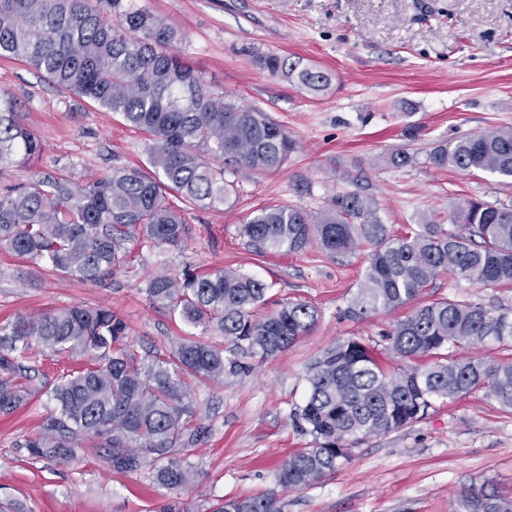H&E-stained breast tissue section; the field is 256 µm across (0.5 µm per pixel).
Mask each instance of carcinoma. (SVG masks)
Returning <instances> with one entry per match:
<instances>
[{
    "instance_id": "1",
    "label": "carcinoma",
    "mask_w": 512,
    "mask_h": 512,
    "mask_svg": "<svg viewBox=\"0 0 512 512\" xmlns=\"http://www.w3.org/2000/svg\"><path fill=\"white\" fill-rule=\"evenodd\" d=\"M184 33L135 0H0V57L25 61L60 89L122 115L150 137L153 171L112 168L77 186L45 174L0 190V248L57 275L98 283L128 264L126 244L140 236L178 247L187 225L168 196L215 208L236 192L226 174L280 169L296 142L259 110L217 93L181 56ZM256 63L313 95L331 75L277 54ZM44 145L0 93V169L40 159ZM441 168L481 171L512 180V128L461 136L437 146ZM455 229L432 221L390 233L373 199L339 194L317 212L266 205L240 234L258 252L298 253L311 243L332 256L371 246L363 282L349 313L364 317L415 302L447 272L478 286L512 284V209L468 200L449 214ZM266 284L234 270L184 269L148 280L150 304L192 328L213 332L233 353L266 359L310 332L318 311L290 299L268 314ZM388 349L407 362L389 372L361 341L336 343L309 364L307 393L291 418L311 444L284 461L286 490L309 486L352 459L342 445L419 422L441 404L474 390L512 410V361L463 358L473 346L512 343V317L451 299L419 305L384 333ZM87 363L48 389L55 402L42 432L24 444L27 456L80 461L136 474L149 471L167 492L186 489L194 465L178 448L196 441L197 409L187 378L221 384L236 361L193 335L164 352L140 357L112 309L73 305L19 315L0 328V415L31 396L27 363L56 354ZM458 512H512V497L493 486L464 490ZM211 512H282L274 494L229 499Z\"/></svg>"
}]
</instances>
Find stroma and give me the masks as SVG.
Returning <instances> with one entry per match:
<instances>
[{
  "label": "stroma",
  "instance_id": "35a3bbf8",
  "mask_svg": "<svg viewBox=\"0 0 512 512\" xmlns=\"http://www.w3.org/2000/svg\"><path fill=\"white\" fill-rule=\"evenodd\" d=\"M186 35L184 59L236 105L267 113L297 140L282 170L238 171L237 191L207 210L169 202L188 227L179 247L130 241L133 265L105 283L60 277L0 249V326L20 314L74 304L103 305L128 325L138 353L162 350L190 334L179 315L154 308L150 277L185 268L224 267L265 283L275 302L316 307L313 330L275 357L239 356L242 369L220 385L190 381L202 433L187 455L197 481L178 497L192 512L225 499L277 492L284 512H454L460 492L486 483L512 495V410L477 390L420 422L357 443L336 473L302 489L280 490L282 463L309 438L290 413L306 391V368L336 342L355 338L384 349L385 330L402 310L364 319L346 311L369 252L329 256L317 246L297 254H260L239 227L268 204L308 211L338 194L374 199L391 233L475 198L512 208V182L440 168L433 149L449 140L512 128V0H136ZM299 57L332 77L311 96L270 76L253 53ZM0 90L45 148L32 172H0V187L50 173L84 184L106 170L148 164V136L115 112L62 92L22 61L0 59ZM411 160L389 163L396 150ZM449 298L512 315V285L478 287L440 275L420 297ZM78 357L45 360L36 393L0 417V512H159L168 500L144 474L78 462L29 459L26 439L53 411L47 392Z\"/></svg>",
  "mask_w": 512,
  "mask_h": 512
}]
</instances>
